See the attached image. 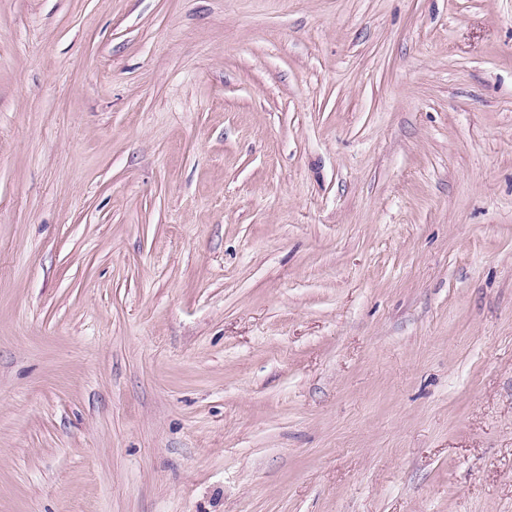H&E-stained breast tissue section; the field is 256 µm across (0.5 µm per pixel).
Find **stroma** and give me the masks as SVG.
I'll return each instance as SVG.
<instances>
[{
	"label": "stroma",
	"mask_w": 512,
	"mask_h": 512,
	"mask_svg": "<svg viewBox=\"0 0 512 512\" xmlns=\"http://www.w3.org/2000/svg\"><path fill=\"white\" fill-rule=\"evenodd\" d=\"M0 512H512V0H0Z\"/></svg>",
	"instance_id": "obj_1"
}]
</instances>
